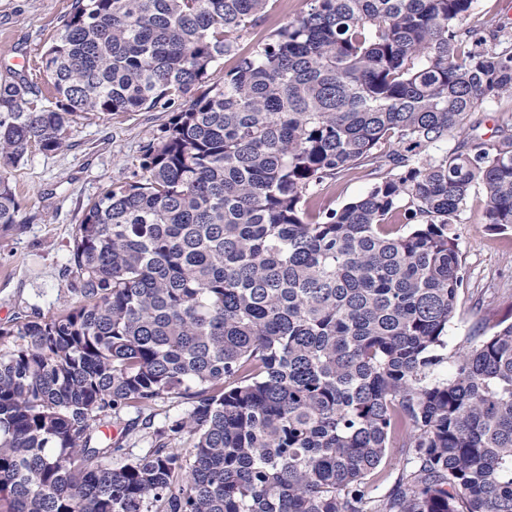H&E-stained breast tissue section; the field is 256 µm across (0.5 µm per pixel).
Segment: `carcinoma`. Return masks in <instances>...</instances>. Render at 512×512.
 Segmentation results:
<instances>
[{"label": "carcinoma", "instance_id": "cac0c4a2", "mask_svg": "<svg viewBox=\"0 0 512 512\" xmlns=\"http://www.w3.org/2000/svg\"><path fill=\"white\" fill-rule=\"evenodd\" d=\"M268 4L75 0L55 101L0 76L3 169L87 115L172 113L85 206L58 308L0 324V512H512V322L439 353L471 189L512 228V134L466 132L512 91V28L475 0H306L210 82ZM165 398L189 408L156 427ZM394 446L411 467L375 497ZM375 181V175L369 168L355 170L348 176L338 179L324 193L325 201L332 208H340L343 204L356 199L366 193Z\"/></svg>", "mask_w": 512, "mask_h": 512}]
</instances>
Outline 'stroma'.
<instances>
[{"instance_id":"1","label":"stroma","mask_w":512,"mask_h":512,"mask_svg":"<svg viewBox=\"0 0 512 512\" xmlns=\"http://www.w3.org/2000/svg\"><path fill=\"white\" fill-rule=\"evenodd\" d=\"M74 0H0V75L20 71L23 59L40 62L55 40ZM306 8L305 0H273L255 26L241 32L234 54L216 71L224 76L238 56ZM170 118L169 113L129 112L109 119L77 120L60 150H32L27 162L6 173L21 206V221L0 227V323L19 313L56 309L69 288L67 272L82 207L110 184L139 168L141 148ZM473 135L497 140L512 131V94L484 105L468 117ZM484 195L472 188L452 231L458 238L467 275L455 315L448 325L446 353L466 346L486 324L487 311L512 317V229L500 232L481 222Z\"/></svg>"}]
</instances>
